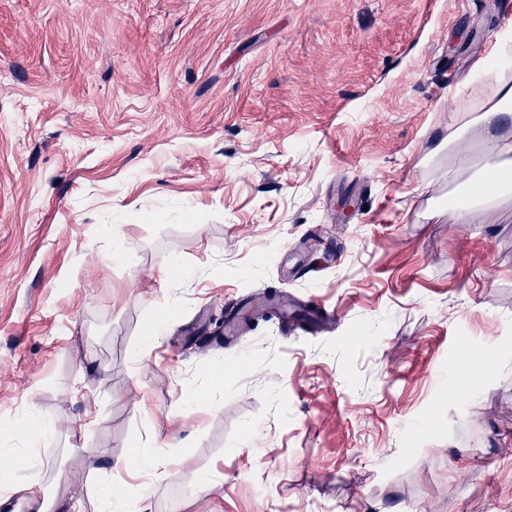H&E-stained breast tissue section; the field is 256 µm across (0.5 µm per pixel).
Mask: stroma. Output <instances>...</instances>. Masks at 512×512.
I'll list each match as a JSON object with an SVG mask.
<instances>
[{
    "mask_svg": "<svg viewBox=\"0 0 512 512\" xmlns=\"http://www.w3.org/2000/svg\"><path fill=\"white\" fill-rule=\"evenodd\" d=\"M507 29L512 0H0V449L54 423L29 476L87 502L155 449L172 477L112 480L152 512H512V198L459 209L483 149L443 145ZM263 292L336 322L218 331ZM54 432V425L51 423H37L29 420L15 430L18 438L33 444L36 440L46 439Z\"/></svg>",
    "mask_w": 512,
    "mask_h": 512,
    "instance_id": "35a3bbf8",
    "label": "stroma"
}]
</instances>
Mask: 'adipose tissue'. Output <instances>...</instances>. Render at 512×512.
Segmentation results:
<instances>
[{
	"label": "adipose tissue",
	"instance_id": "ef3b65f1",
	"mask_svg": "<svg viewBox=\"0 0 512 512\" xmlns=\"http://www.w3.org/2000/svg\"><path fill=\"white\" fill-rule=\"evenodd\" d=\"M511 40L510 32L496 35V46L482 64L483 70L496 77L493 94L484 103L478 116L465 121L451 135L452 141L461 143L466 134L479 133L491 149L492 159L480 169L477 178L458 187L461 194L469 197L470 205L474 208L512 195V123L506 121L507 115L512 114V81L501 75L504 60L499 49L500 44ZM119 469L140 470L160 478L172 474L169 462L147 455L143 450L129 453L117 459L112 469L100 473V491L95 512H151L149 498L145 494L112 496L109 486L114 471ZM0 482L6 485L4 495L0 496V506L7 499L17 497L27 504L30 512H83L82 501L62 496L46 498L34 483L16 475L13 465L0 467Z\"/></svg>",
	"mask_w": 512,
	"mask_h": 512
}]
</instances>
